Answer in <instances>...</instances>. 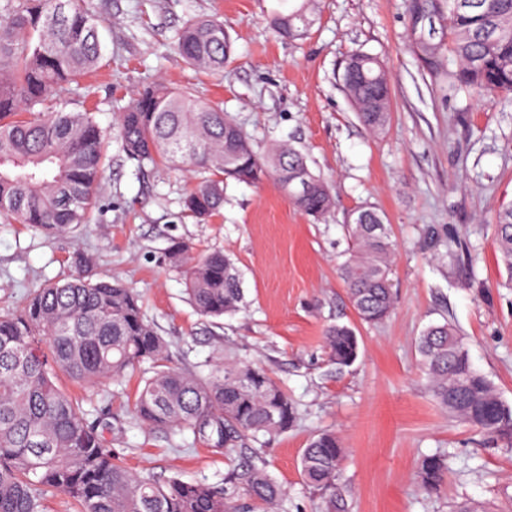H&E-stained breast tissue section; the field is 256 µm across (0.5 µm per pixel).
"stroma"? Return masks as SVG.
<instances>
[{
    "label": "stroma",
    "instance_id": "stroma-1",
    "mask_svg": "<svg viewBox=\"0 0 512 512\" xmlns=\"http://www.w3.org/2000/svg\"><path fill=\"white\" fill-rule=\"evenodd\" d=\"M101 20L107 66L57 98L69 112L95 113L111 129L117 112L158 80L221 102L260 149L287 142L332 187L335 207L315 221L272 183L224 182V206L209 220L182 201L194 175L127 159L117 139L91 223L49 237L0 223V314L47 281L110 275L134 288L168 344L171 363L205 374L232 359L264 367L297 407L287 432L268 437V471L284 488L288 512H316L322 496L301 475L303 448L335 431L346 457L345 512H449L464 500L512 512V444L485 436L436 404L418 366L417 341L431 323L453 325L474 367L512 407V280L493 244L498 210L512 205V106L470 96L441 100L410 47L407 0H317L305 37L283 40L268 26L279 0H91ZM218 16L233 41L223 72L187 65L176 34L193 17ZM376 56L388 77L390 121L364 127L340 80L348 54ZM369 207L386 217L396 244L395 306L363 323L337 272L348 248L344 226ZM224 251L243 277L246 304L203 320L189 304L173 243ZM354 329L357 360L336 368L324 349L331 325ZM89 418L121 419L113 447L135 473L166 479H223V454L184 446L180 434L132 423L139 374L80 392ZM450 455L440 492L421 486L426 456Z\"/></svg>",
    "mask_w": 512,
    "mask_h": 512
}]
</instances>
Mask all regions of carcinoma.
Segmentation results:
<instances>
[{
	"instance_id": "cac0c4a2",
	"label": "carcinoma",
	"mask_w": 512,
	"mask_h": 512,
	"mask_svg": "<svg viewBox=\"0 0 512 512\" xmlns=\"http://www.w3.org/2000/svg\"><path fill=\"white\" fill-rule=\"evenodd\" d=\"M419 1L429 30L411 20L412 47L443 98L460 92L512 106V0ZM0 217L48 235L70 234L89 223L105 163V136L91 112H41L37 107L105 59L100 20L89 0H4L0 7ZM310 0L270 18L282 39L305 35ZM181 57L197 69L221 72L231 43L216 18H191L177 32ZM354 77L343 82L359 121L372 131L389 120V85L378 58L348 55ZM114 128L130 160L166 163L200 178L185 211L204 221L224 205V179L283 189L301 152L288 144L265 151L220 104L159 81L140 89L115 116ZM308 187L290 193L296 208L320 220L335 201L328 183L307 174ZM372 208H359L345 225L352 249L339 264L350 303L361 321H384L394 307L395 244ZM494 243L512 274V207L496 217ZM166 261L180 270L185 291L204 319L232 316L245 295L234 262L221 251L195 255L185 242ZM331 361L352 365L355 334L344 325L325 332ZM421 370L432 396L448 413L492 438L512 444V409L472 364L448 323L427 326L418 338ZM167 343L138 295L111 279L76 276L47 282L0 315V512H42L48 492L76 512H288L285 493L256 446L296 419L292 399L259 367L216 363L201 377L168 365ZM149 365L132 418L149 430L189 433L229 461L223 482H185L126 468L82 402L56 383V372L101 385ZM345 448L334 433L311 439L301 455L304 482L326 495L322 512H342L336 495ZM451 471L448 455L422 459L425 490L439 491Z\"/></svg>"
}]
</instances>
